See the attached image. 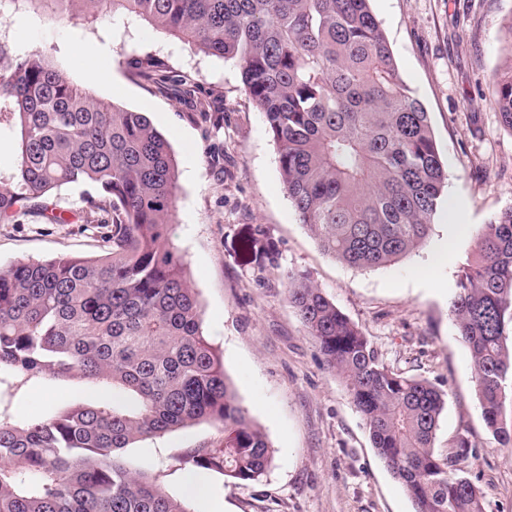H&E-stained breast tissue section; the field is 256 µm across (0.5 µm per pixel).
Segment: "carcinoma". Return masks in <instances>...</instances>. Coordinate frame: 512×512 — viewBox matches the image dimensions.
Segmentation results:
<instances>
[{
    "mask_svg": "<svg viewBox=\"0 0 512 512\" xmlns=\"http://www.w3.org/2000/svg\"><path fill=\"white\" fill-rule=\"evenodd\" d=\"M108 7L241 66L288 200L324 254L372 269L426 245L447 175L429 112L403 83L369 0H0V15L73 11L96 20ZM501 41L507 60L492 96L512 131V18ZM130 64L179 98L196 93L189 76L152 55ZM2 121L16 155L0 176V217L85 184L86 210L107 214L111 248L0 270V391L80 380L100 392L23 422L0 407V512H189L149 473L129 470L122 450L200 422L224 439L187 449L181 463L256 481L270 445L202 334L194 288L170 243L178 171L167 140L142 113L93 97L40 53L1 41ZM474 240L450 315L483 419L509 447L512 207ZM287 281L290 306L414 512H484L476 485L457 474L468 438L444 459L434 452L444 391L384 365L308 277L290 272Z\"/></svg>",
    "mask_w": 512,
    "mask_h": 512,
    "instance_id": "carcinoma-1",
    "label": "carcinoma"
}]
</instances>
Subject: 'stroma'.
I'll use <instances>...</instances> for the list:
<instances>
[{
    "label": "stroma",
    "instance_id": "stroma-1",
    "mask_svg": "<svg viewBox=\"0 0 512 512\" xmlns=\"http://www.w3.org/2000/svg\"><path fill=\"white\" fill-rule=\"evenodd\" d=\"M411 93L430 114L447 172L443 205L427 245L387 266L355 269L325 255L289 202L264 116L231 62L191 51L142 21L92 25L18 13L0 21V41L38 51L94 96L143 113L168 141L178 172L171 242L183 256L202 310V331L272 461L241 485L206 471V492L185 498L178 458L218 441L208 422L142 439L124 449L131 470L146 471L189 512H413L377 456L349 392L328 370L288 302L286 275H306L368 336L382 363L424 378L447 394L433 447L447 457L459 436L473 453L459 465L479 488L485 512H512V453L482 417L467 347L449 306L473 235L512 207V131L495 108L492 84L505 53L500 36L512 0H371ZM150 52L197 81L177 100L126 65ZM84 188L54 190L48 213L0 218V269L63 255L95 257L110 246L103 213L86 212ZM62 214L64 223L51 222ZM455 236L454 260L423 278L439 246ZM434 265V264H433ZM84 384L34 388L9 398L28 419L91 400Z\"/></svg>",
    "mask_w": 512,
    "mask_h": 512
}]
</instances>
